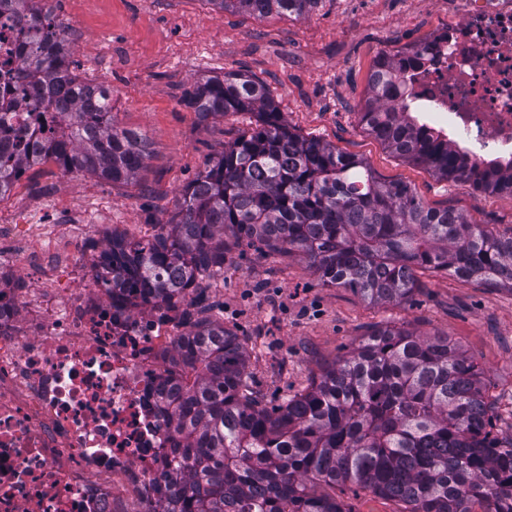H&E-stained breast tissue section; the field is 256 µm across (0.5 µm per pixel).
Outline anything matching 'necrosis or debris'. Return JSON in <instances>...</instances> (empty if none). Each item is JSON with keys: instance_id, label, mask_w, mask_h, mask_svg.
Returning a JSON list of instances; mask_svg holds the SVG:
<instances>
[{"instance_id": "1", "label": "necrosis or debris", "mask_w": 512, "mask_h": 512, "mask_svg": "<svg viewBox=\"0 0 512 512\" xmlns=\"http://www.w3.org/2000/svg\"><path fill=\"white\" fill-rule=\"evenodd\" d=\"M457 18L400 62L419 123L480 165L512 159V0H457ZM70 288L0 281V512L146 506L175 465L150 396L184 332L178 310L114 305L92 273Z\"/></svg>"}]
</instances>
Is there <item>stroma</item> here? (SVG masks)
Wrapping results in <instances>:
<instances>
[{
  "mask_svg": "<svg viewBox=\"0 0 512 512\" xmlns=\"http://www.w3.org/2000/svg\"><path fill=\"white\" fill-rule=\"evenodd\" d=\"M449 0H319L308 15L255 17L212 10L207 0H53L69 28L76 75L112 89L117 125L141 132L150 155L137 181L112 184L63 175L48 162L28 170L0 201V225L33 218L51 227L59 254L51 272L100 254L112 233L156 234L176 211L183 188L225 143L252 131L253 113L200 122L184 99L198 84L241 72L270 90L289 128L364 159L386 182L411 187L429 206L452 208L476 223L512 230V195L484 193L440 178L393 153L360 121L376 60L416 48L446 26ZM80 222L62 226L63 212ZM410 302L376 304L322 285L299 255L230 246L222 278L200 280L217 317L236 333L264 403L278 405L348 354L363 335L406 327L448 338L483 372L498 435H512V287L480 285L424 272Z\"/></svg>",
  "mask_w": 512,
  "mask_h": 512,
  "instance_id": "obj_1",
  "label": "stroma"
}]
</instances>
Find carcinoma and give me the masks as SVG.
<instances>
[{
  "mask_svg": "<svg viewBox=\"0 0 512 512\" xmlns=\"http://www.w3.org/2000/svg\"><path fill=\"white\" fill-rule=\"evenodd\" d=\"M31 2L0 0V15L18 21L15 81L43 89L37 106L53 120L33 130L8 124L9 88L0 87V200L49 161L67 175L132 182L148 158L146 140L114 124L111 95L70 68L67 28ZM206 2L223 12L300 17L318 0ZM369 86L361 123L400 157L446 180L512 194L500 162L478 171L417 123L390 61L378 63ZM186 104L202 121L255 112L259 124L206 163L157 235H112L96 276L113 295L135 292L176 308L182 289L224 274L230 239L298 254L323 284L376 303L408 301L420 271L512 286V233L430 207L365 160L291 131L261 81L241 73L209 79ZM216 307L199 294L180 311L176 373L158 402L181 461L170 502L151 512H353L338 489L391 500L396 512H512V437L494 434L481 372L448 339L378 329L309 388L269 407L252 390L244 344L212 314Z\"/></svg>",
  "mask_w": 512,
  "mask_h": 512,
  "instance_id": "carcinoma-1",
  "label": "carcinoma"
}]
</instances>
